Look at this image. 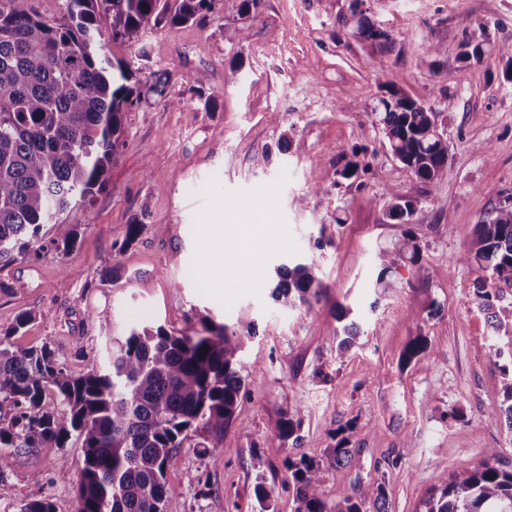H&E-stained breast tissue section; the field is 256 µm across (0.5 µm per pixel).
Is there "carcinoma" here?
Here are the masks:
<instances>
[{
  "mask_svg": "<svg viewBox=\"0 0 512 512\" xmlns=\"http://www.w3.org/2000/svg\"><path fill=\"white\" fill-rule=\"evenodd\" d=\"M213 0H66L61 19L48 23L33 12L9 9L0 0V270L29 254L53 250L68 255L80 225L66 223L74 208L90 209L106 188V173L123 144L124 114L141 92L125 84L130 65H118L100 42L109 22L112 41L139 44L143 29L201 24ZM482 43L464 45L461 60L480 62ZM389 149L420 181L435 185L448 165L441 113L396 89H387L368 112ZM413 200L396 199L389 217L411 224ZM416 237L406 232L379 253L376 283L399 265L420 262ZM468 260L490 272L480 277L475 300L491 330L496 365L503 377V400L493 414L512 432V316L500 315L497 289L489 281L512 283V204L475 225ZM274 301L284 307L307 303L321 291L313 267L290 261L276 269ZM34 315L22 314L0 330V475L20 448H64L72 435L82 440L83 466L76 512H164L168 464L191 429L204 430L202 443L213 457L229 452L221 443L224 425L235 415L244 383L239 354L256 335L255 323L230 329L205 317L201 330L174 334L162 326L134 329L112 346L109 365L89 364L75 374L49 343L25 347L13 342ZM427 340L418 335L402 355L404 364L425 368ZM53 392L58 406L47 402ZM300 422L281 421L272 446H283ZM354 427L336 431L327 462L287 456L293 487L291 512H391L385 483L359 499L341 491L330 505L323 497L327 465L352 460ZM21 512H55L37 495ZM425 512H512V472L489 462L463 468L443 481Z\"/></svg>",
  "mask_w": 512,
  "mask_h": 512,
  "instance_id": "obj_1",
  "label": "carcinoma"
}]
</instances>
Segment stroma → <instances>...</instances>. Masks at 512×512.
Returning <instances> with one entry per match:
<instances>
[{
  "mask_svg": "<svg viewBox=\"0 0 512 512\" xmlns=\"http://www.w3.org/2000/svg\"><path fill=\"white\" fill-rule=\"evenodd\" d=\"M359 19L383 37L356 34ZM241 27L247 40L232 36ZM466 41L488 52L465 68ZM141 47L150 69L130 79L141 101L124 115L108 187L90 212L71 211L80 235L66 257L45 251L0 270V329L33 314L16 343H53L78 372L106 365L113 338L139 324L190 334L206 316L231 327L255 320L222 437L229 452L213 458L204 432L189 433L166 470L165 512H257L260 482L279 512H291L284 457L325 458L349 423L355 455L329 467L331 503L337 490L360 497L382 481L391 512H424L444 477L492 448L496 466L512 471V433L490 413L502 377L468 260L475 224L512 197V82L502 77L512 0H261L254 19L240 15L239 0H215L207 24L147 26ZM152 71L163 95L148 90ZM196 73L211 108L188 91ZM385 86L442 113L449 160L436 185L416 179L369 121ZM351 160L358 175L342 178ZM316 186L320 196L300 206ZM398 197L418 203L412 226L388 216ZM132 224L136 242L116 249ZM238 224L270 225L271 239L258 245V270L229 277L227 233ZM408 229L421 264H401L389 290L378 289V253ZM108 260L120 280L102 281ZM291 260L313 265L323 294L286 310L271 293L276 267ZM337 304L360 325L345 352ZM417 335L433 351L425 369L400 362ZM287 416L301 422L297 440L270 446ZM82 461L76 438L15 455L0 477V512H20L40 494L55 512H75Z\"/></svg>",
  "mask_w": 512,
  "mask_h": 512,
  "instance_id": "35a3bbf8",
  "label": "stroma"
}]
</instances>
